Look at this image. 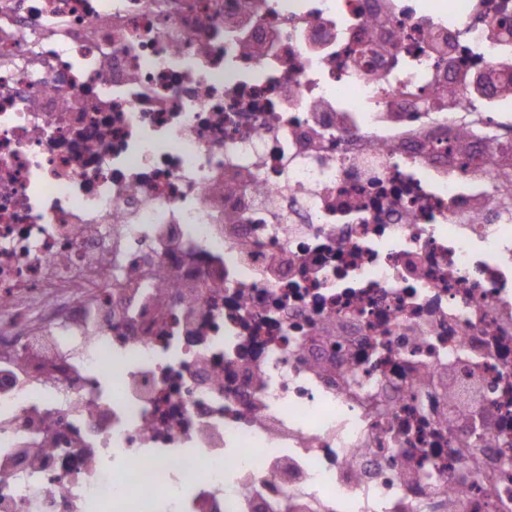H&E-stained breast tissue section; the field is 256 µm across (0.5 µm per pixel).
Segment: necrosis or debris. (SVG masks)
Returning <instances> with one entry per match:
<instances>
[{
	"label": "necrosis or debris",
	"instance_id": "1",
	"mask_svg": "<svg viewBox=\"0 0 512 512\" xmlns=\"http://www.w3.org/2000/svg\"><path fill=\"white\" fill-rule=\"evenodd\" d=\"M510 166L512 0H0V512H512Z\"/></svg>",
	"mask_w": 512,
	"mask_h": 512
}]
</instances>
